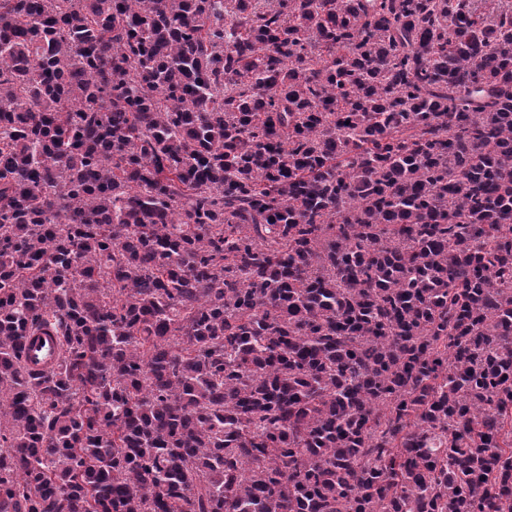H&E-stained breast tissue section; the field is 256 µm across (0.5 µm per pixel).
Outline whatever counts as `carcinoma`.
I'll list each match as a JSON object with an SVG mask.
<instances>
[{
	"label": "carcinoma",
	"instance_id": "carcinoma-1",
	"mask_svg": "<svg viewBox=\"0 0 512 512\" xmlns=\"http://www.w3.org/2000/svg\"><path fill=\"white\" fill-rule=\"evenodd\" d=\"M0 441V512H512V5L0 0ZM61 346L52 332H38L32 336L25 351V362L33 371H46L53 368L60 358Z\"/></svg>",
	"mask_w": 512,
	"mask_h": 512
}]
</instances>
